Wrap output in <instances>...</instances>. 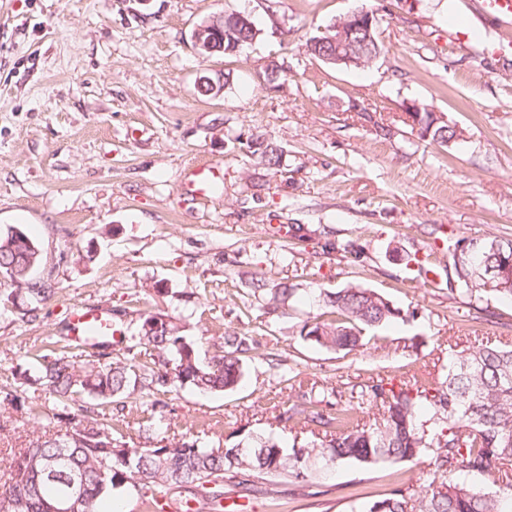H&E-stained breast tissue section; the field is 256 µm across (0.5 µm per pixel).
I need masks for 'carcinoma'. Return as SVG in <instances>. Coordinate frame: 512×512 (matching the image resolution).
Segmentation results:
<instances>
[{
  "instance_id": "cac0c4a2",
  "label": "carcinoma",
  "mask_w": 512,
  "mask_h": 512,
  "mask_svg": "<svg viewBox=\"0 0 512 512\" xmlns=\"http://www.w3.org/2000/svg\"><path fill=\"white\" fill-rule=\"evenodd\" d=\"M371 36L354 34L344 53L372 64L382 53L373 15ZM419 137L446 146L463 137L454 125L430 121L422 112ZM35 242L26 234H0V272L10 274V297L25 300L28 321L54 294L52 285L33 278L28 259ZM457 282L471 301L488 297L512 300V239H472L449 249ZM479 270L491 287L474 275ZM326 311L305 323L301 333L333 352L362 346V331L401 317V310L379 292L350 285L325 294ZM134 347L143 356L110 363L80 365L65 352L43 357L39 381L57 404H78L77 411L57 416L58 425L36 432L10 449L14 467L0 479V512H56L58 500L75 484L83 512H104L129 482L137 497L151 504L157 496L187 486L201 496L195 512L224 497V480L244 486H265L272 494L276 478L305 482L318 467L353 461L366 470L428 457L433 480L420 492L394 488L359 506L357 512H512V344L486 338L450 357L439 382L417 380L405 388L366 385L361 396L378 407L379 420L366 427L359 409L336 415L320 410L313 392L286 410L287 420L321 424L334 430L330 439L314 438L290 449L272 435L246 443L210 448L194 439L170 444L131 447L123 430L112 426L106 409L137 390L165 394L185 386L203 392L237 387L243 376L242 357L249 350L243 336L227 334L219 353L202 360L195 344L182 334L176 318L154 313L142 318ZM479 474L476 486L467 476Z\"/></svg>"
}]
</instances>
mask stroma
Wrapping results in <instances>:
<instances>
[{
  "label": "stroma",
  "mask_w": 512,
  "mask_h": 512,
  "mask_svg": "<svg viewBox=\"0 0 512 512\" xmlns=\"http://www.w3.org/2000/svg\"><path fill=\"white\" fill-rule=\"evenodd\" d=\"M241 9L257 39L198 56L196 26ZM358 9L383 17L372 66L305 53L309 38ZM452 12L473 30L467 45L448 42ZM499 34L471 0H0V229L37 241V275L56 289L30 323L6 307L11 288L0 285V386L18 396L0 404V476L8 447L58 411L33 357L54 349L80 307L111 313L115 357L141 317L159 311L200 354L213 355L228 332L251 346L241 385L173 391L164 423L144 421L132 396V446L306 439L309 428L279 417L302 382L324 389V412L361 406L369 424L377 410L363 406L361 382L437 380L451 354L483 338L512 343V301L489 299L487 321L466 295H449L454 268L441 247L512 238V52L482 53ZM271 63L282 68L272 84ZM218 73L230 76L222 95H202L199 78ZM413 102L457 124L462 141L420 140ZM267 144L282 151L279 169L260 158ZM209 163L222 177L209 199L192 197L184 184ZM416 258L435 277L419 275ZM258 277L267 290H254ZM350 284L403 316L344 356L300 331L324 312L319 293ZM275 288L293 294L275 302ZM431 479L424 459L374 471L344 462L304 485L281 480L272 496L225 483L224 512H351Z\"/></svg>",
  "instance_id": "35a3bbf8"
}]
</instances>
